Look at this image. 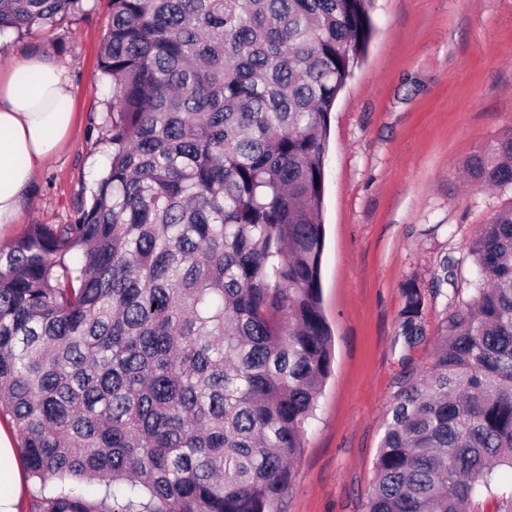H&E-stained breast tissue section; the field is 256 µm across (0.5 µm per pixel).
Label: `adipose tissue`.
<instances>
[{"label": "adipose tissue", "instance_id": "obj_1", "mask_svg": "<svg viewBox=\"0 0 512 512\" xmlns=\"http://www.w3.org/2000/svg\"><path fill=\"white\" fill-rule=\"evenodd\" d=\"M73 84L68 72L32 56L0 69V225L17 223L43 161L72 130ZM23 476L0 430V512H18Z\"/></svg>", "mask_w": 512, "mask_h": 512}]
</instances>
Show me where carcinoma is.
I'll return each instance as SVG.
<instances>
[{"label":"carcinoma","instance_id":"carcinoma-1","mask_svg":"<svg viewBox=\"0 0 512 512\" xmlns=\"http://www.w3.org/2000/svg\"><path fill=\"white\" fill-rule=\"evenodd\" d=\"M371 2L111 0L108 173L73 223L0 249V411L40 482L28 512H274L331 370L325 145ZM81 10L0 0V33ZM467 173L512 188V132ZM469 255L474 294L450 296L400 387L366 512H512V205ZM403 294L411 345L423 295Z\"/></svg>","mask_w":512,"mask_h":512}]
</instances>
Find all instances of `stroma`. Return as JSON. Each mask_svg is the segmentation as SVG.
<instances>
[{
    "label": "stroma",
    "mask_w": 512,
    "mask_h": 512,
    "mask_svg": "<svg viewBox=\"0 0 512 512\" xmlns=\"http://www.w3.org/2000/svg\"><path fill=\"white\" fill-rule=\"evenodd\" d=\"M20 36L0 33V67L42 55L75 86L76 128L40 169L19 221L66 224L90 201L109 164L99 142L112 87L98 63L110 0ZM369 47L331 112L324 169L322 310L332 331L331 372L275 512H365L375 459L405 375L430 366L447 315L430 282L458 259L470 296V245L512 190L468 183L470 158L512 131V0H374ZM424 296L426 334L397 343L403 286Z\"/></svg>",
    "instance_id": "obj_1"
}]
</instances>
